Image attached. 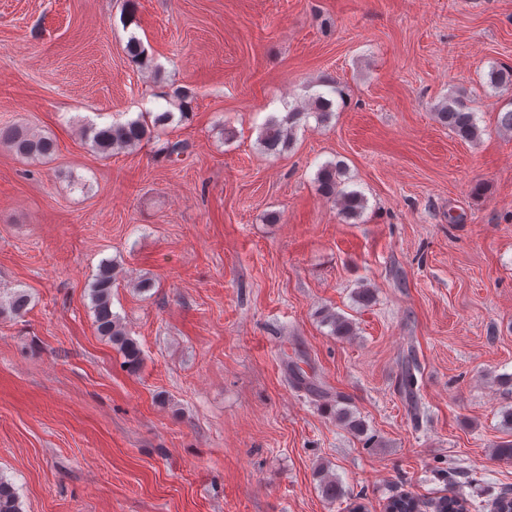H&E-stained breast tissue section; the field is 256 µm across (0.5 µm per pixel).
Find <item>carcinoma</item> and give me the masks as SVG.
<instances>
[{
	"label": "carcinoma",
	"mask_w": 512,
	"mask_h": 512,
	"mask_svg": "<svg viewBox=\"0 0 512 512\" xmlns=\"http://www.w3.org/2000/svg\"><path fill=\"white\" fill-rule=\"evenodd\" d=\"M129 60L138 65H144L148 60V51L141 39L132 34L125 47ZM490 85L512 87V66H501L491 69ZM341 94L339 87L331 86V92L319 93L310 102L308 108L292 109L285 116L278 118L270 116L259 127V144L265 151L278 154L289 147L293 140L296 123L301 117H314L320 124L330 120L333 115V99L331 95ZM435 118L448 127L455 136L468 142L480 140L483 130L478 126L475 113L459 98L450 99L434 109ZM174 114L159 112L155 116L140 115L124 123L91 125L83 129L84 138L91 142V149L107 158L112 153L121 150H132L142 142L159 135V131L172 123ZM0 143L5 144L17 156L26 159H48L57 150L56 140L50 136L34 132L23 127H6L0 129ZM346 175L341 164L327 163L316 173L318 193L335 203L339 215L344 220L358 219L366 207L364 196L355 190L344 188ZM120 273L119 264L115 260H105L99 266L95 278L89 285V297L94 312V323L98 335L107 338L112 345L122 353L125 366L132 372L140 369L143 358L138 343L130 337L125 325L118 314L112 311V286ZM28 303L27 295L15 292L8 299H0V315L11 313L20 315ZM322 320L332 327V335L348 338L355 335L353 322L345 316L331 311H323ZM416 365L407 362L404 366L401 386L406 400L411 408L419 410V397L416 389ZM320 489L328 501H335L345 495L341 481L336 476L318 470ZM458 503L467 512H479L481 504H475L461 495L441 497L434 502L436 512ZM0 512H22L19 497L13 485L0 477Z\"/></svg>",
	"instance_id": "obj_1"
}]
</instances>
